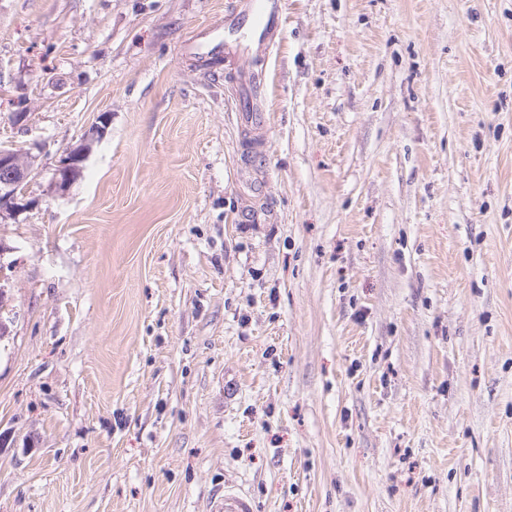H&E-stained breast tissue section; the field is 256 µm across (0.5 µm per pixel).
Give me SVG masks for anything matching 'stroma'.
Here are the masks:
<instances>
[{
  "label": "stroma",
  "mask_w": 512,
  "mask_h": 512,
  "mask_svg": "<svg viewBox=\"0 0 512 512\" xmlns=\"http://www.w3.org/2000/svg\"><path fill=\"white\" fill-rule=\"evenodd\" d=\"M277 8L0 0V512H512V0ZM272 1L275 0L255 1L251 25L263 34L268 33L276 25V20L278 19V12L273 10ZM34 161L35 156L29 151L0 145L1 219L35 210L40 206L42 199L30 195L23 185L35 176ZM19 187L21 192H18ZM89 150V144H84L78 148L69 150L59 160V165L55 169V184L59 189L66 187L81 169ZM212 512H257V505L244 493L225 485L224 497L215 502Z\"/></svg>",
  "instance_id": "1"
}]
</instances>
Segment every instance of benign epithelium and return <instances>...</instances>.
<instances>
[{"label": "benign epithelium", "instance_id": "benign-epithelium-1", "mask_svg": "<svg viewBox=\"0 0 512 512\" xmlns=\"http://www.w3.org/2000/svg\"><path fill=\"white\" fill-rule=\"evenodd\" d=\"M89 145L84 144L64 154L55 169L58 188L66 187L81 169ZM35 156L22 148L0 145V218L19 215L37 209L41 198L19 187L35 176Z\"/></svg>", "mask_w": 512, "mask_h": 512}]
</instances>
